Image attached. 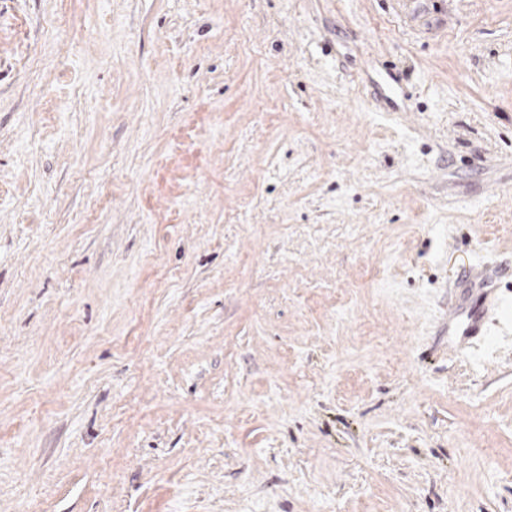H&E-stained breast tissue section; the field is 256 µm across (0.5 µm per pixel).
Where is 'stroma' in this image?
I'll return each mask as SVG.
<instances>
[{
  "label": "stroma",
  "instance_id": "1",
  "mask_svg": "<svg viewBox=\"0 0 512 512\" xmlns=\"http://www.w3.org/2000/svg\"><path fill=\"white\" fill-rule=\"evenodd\" d=\"M512 0H0V512H512ZM456 302L448 313V336L456 345L490 335L492 326L511 320V300H505L487 275H471L455 282Z\"/></svg>",
  "mask_w": 512,
  "mask_h": 512
}]
</instances>
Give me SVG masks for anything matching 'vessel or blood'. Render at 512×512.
<instances>
[{
    "instance_id": "obj_1",
    "label": "vessel or blood",
    "mask_w": 512,
    "mask_h": 512,
    "mask_svg": "<svg viewBox=\"0 0 512 512\" xmlns=\"http://www.w3.org/2000/svg\"><path fill=\"white\" fill-rule=\"evenodd\" d=\"M456 302L448 314L453 344L490 335L493 326L512 319V302L505 300L487 275H466L455 283Z\"/></svg>"
}]
</instances>
